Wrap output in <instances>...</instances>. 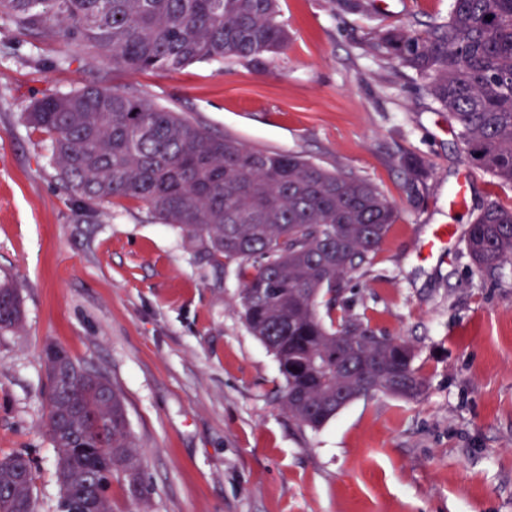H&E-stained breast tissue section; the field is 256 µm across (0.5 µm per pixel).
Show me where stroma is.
Segmentation results:
<instances>
[{
	"instance_id": "stroma-1",
	"label": "stroma",
	"mask_w": 512,
	"mask_h": 512,
	"mask_svg": "<svg viewBox=\"0 0 512 512\" xmlns=\"http://www.w3.org/2000/svg\"><path fill=\"white\" fill-rule=\"evenodd\" d=\"M370 2L366 15L280 0L287 50L175 73L115 67L0 18V277L24 312L19 330L0 333V458L29 456L38 512L60 499L44 406L52 346L123 398L152 488L147 512H512V265L480 275L464 242L478 207L511 205L512 186L473 169L467 208L449 214L466 162L448 114L424 77L370 45L387 25L447 21L451 0ZM86 85L377 184L400 217L341 301L413 346L424 396L359 398L316 430L288 415L233 267L133 199L79 217L47 135L24 114ZM402 154L426 168L416 206ZM450 220L453 248L424 258L430 228Z\"/></svg>"
}]
</instances>
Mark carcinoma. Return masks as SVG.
Segmentation results:
<instances>
[{
  "instance_id": "obj_1",
  "label": "carcinoma",
  "mask_w": 512,
  "mask_h": 512,
  "mask_svg": "<svg viewBox=\"0 0 512 512\" xmlns=\"http://www.w3.org/2000/svg\"><path fill=\"white\" fill-rule=\"evenodd\" d=\"M52 29L131 71L176 72L196 61L255 60L288 47L279 0H0V17ZM373 50L428 79L427 90L469 162L512 185V0H453L448 21L386 29ZM27 123L48 134L57 175L95 205L141 202L236 265L246 324L278 360L282 404L318 429L377 394L419 399L426 379L406 341L337 307L344 278L372 262L399 211L372 181L294 154L249 147L145 99L85 86L35 102ZM420 203L424 164L401 156ZM481 274L512 262V206L481 207L465 239ZM17 289L0 280V332L21 326ZM47 429L59 457V512H112V481L134 503L152 490L122 397L62 348L48 353ZM22 454L0 459V512H37Z\"/></svg>"
}]
</instances>
